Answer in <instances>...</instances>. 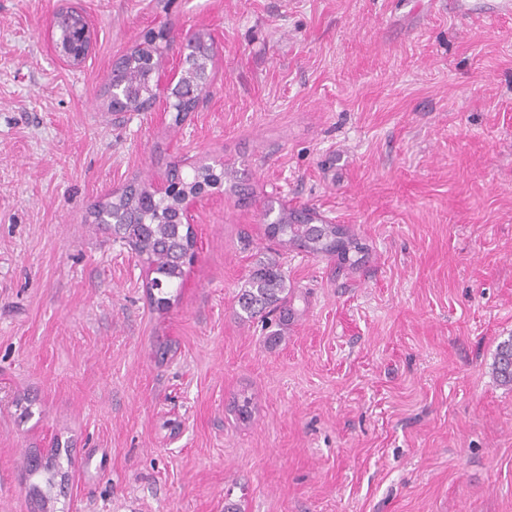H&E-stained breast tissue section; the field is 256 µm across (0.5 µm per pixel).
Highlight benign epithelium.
<instances>
[{
	"instance_id": "7a95c632",
	"label": "benign epithelium",
	"mask_w": 512,
	"mask_h": 512,
	"mask_svg": "<svg viewBox=\"0 0 512 512\" xmlns=\"http://www.w3.org/2000/svg\"><path fill=\"white\" fill-rule=\"evenodd\" d=\"M62 20L75 25L77 37L66 47L56 45L57 52L70 64L78 65L89 55L94 30L83 12L70 6L68 2L56 11L52 27H57L58 22ZM159 30L162 31L164 45L159 47L160 57L158 64L151 71V78L155 80L156 85L164 88L166 108L170 109L177 100L181 99V94L187 92L192 97L199 93V89L209 86L211 73L193 65L198 52L197 33L178 38L171 35L164 25L160 26ZM199 201L198 195L187 194L183 197L180 205L181 223L192 222L193 211Z\"/></svg>"
}]
</instances>
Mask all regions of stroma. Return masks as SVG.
<instances>
[{"mask_svg": "<svg viewBox=\"0 0 512 512\" xmlns=\"http://www.w3.org/2000/svg\"><path fill=\"white\" fill-rule=\"evenodd\" d=\"M0 0V512H512V12L501 0ZM217 45L182 124L112 112L113 61L162 23ZM221 163L180 293L95 204ZM364 247L272 245L268 202ZM281 266L295 315L237 294ZM249 423L233 410L241 394ZM65 478L33 494L31 459ZM71 4L72 3L65 1V3L58 8L53 16L52 28L56 29L58 22L62 20H66L67 23L71 25L76 22L75 29L77 30V37L73 39V43L67 47H62L56 42V49L67 62L72 65H78L89 55L94 39V30L83 12L75 7H71ZM492 374L504 386H512V338L501 342L494 356Z\"/></svg>", "mask_w": 512, "mask_h": 512, "instance_id": "stroma-1", "label": "stroma"}]
</instances>
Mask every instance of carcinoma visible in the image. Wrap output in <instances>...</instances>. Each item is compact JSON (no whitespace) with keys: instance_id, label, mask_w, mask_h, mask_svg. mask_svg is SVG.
Here are the masks:
<instances>
[{"instance_id":"cac0c4a2","label":"carcinoma","mask_w":512,"mask_h":512,"mask_svg":"<svg viewBox=\"0 0 512 512\" xmlns=\"http://www.w3.org/2000/svg\"><path fill=\"white\" fill-rule=\"evenodd\" d=\"M152 65L151 56L136 48L121 58L120 69L123 78L132 85V103L136 107L154 97L146 77ZM226 177V171L210 165L195 167L192 174L184 176L175 165L169 171L173 188L170 195L153 202L150 190L130 185L112 196V200L99 204L95 216L100 222L111 215L126 220L124 224L114 225L115 233L128 241L148 264L155 274L150 288L162 294L175 281L183 280L184 264L180 258L195 245L186 225L178 223L182 196L219 188ZM265 236L283 248L292 246L314 256L335 257L341 265L356 264L350 253L360 252L359 243L347 230H342L338 238L336 225L324 221L316 224L308 218L298 220L292 211H280L274 221L265 225ZM290 302L284 273L274 262L255 270L238 297L240 309L249 318L273 313L286 318L293 313ZM492 374L502 385L512 386V338L498 345Z\"/></svg>"}]
</instances>
